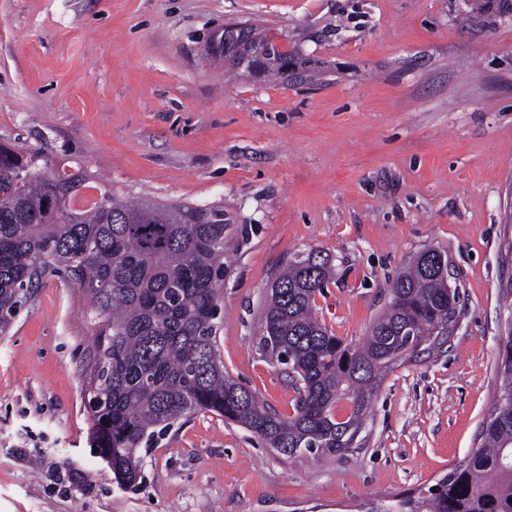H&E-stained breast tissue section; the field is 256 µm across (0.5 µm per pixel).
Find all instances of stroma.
Returning a JSON list of instances; mask_svg holds the SVG:
<instances>
[{
    "mask_svg": "<svg viewBox=\"0 0 512 512\" xmlns=\"http://www.w3.org/2000/svg\"><path fill=\"white\" fill-rule=\"evenodd\" d=\"M228 21L325 62L291 85L206 58ZM137 200L223 204L216 349L268 409L298 398L257 348L265 290L328 255L315 297L335 336H367L419 252L447 250L461 319L440 354L385 377L366 441L288 457L210 412L141 451L135 485L90 452L97 321L47 276L0 333V512H367L465 461L497 404L512 332V0H0V144Z\"/></svg>",
    "mask_w": 512,
    "mask_h": 512,
    "instance_id": "stroma-1",
    "label": "stroma"
}]
</instances>
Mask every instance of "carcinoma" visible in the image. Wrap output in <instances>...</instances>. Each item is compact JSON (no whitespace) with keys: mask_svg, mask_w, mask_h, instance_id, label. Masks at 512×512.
Returning a JSON list of instances; mask_svg holds the SVG:
<instances>
[{"mask_svg":"<svg viewBox=\"0 0 512 512\" xmlns=\"http://www.w3.org/2000/svg\"><path fill=\"white\" fill-rule=\"evenodd\" d=\"M247 41L271 49L251 66L265 81L288 65L300 75L319 61L280 48L256 24ZM40 156L0 145V328L48 274L75 281L98 320L88 385L90 439L115 479L140 475L138 451L200 411L237 423L287 456H341L357 446L373 400L394 368L440 349L460 317L448 251L427 248L391 285L392 299L361 343L334 336L314 314L333 275L319 251L300 253L266 289L259 350L298 384L291 416L266 408L224 371L215 349L224 287V205L129 201L111 190L76 208L80 170L38 167ZM503 382L482 443L396 512H512V330L497 363ZM350 404L339 418L338 403Z\"/></svg>","mask_w":512,"mask_h":512,"instance_id":"1","label":"carcinoma"}]
</instances>
